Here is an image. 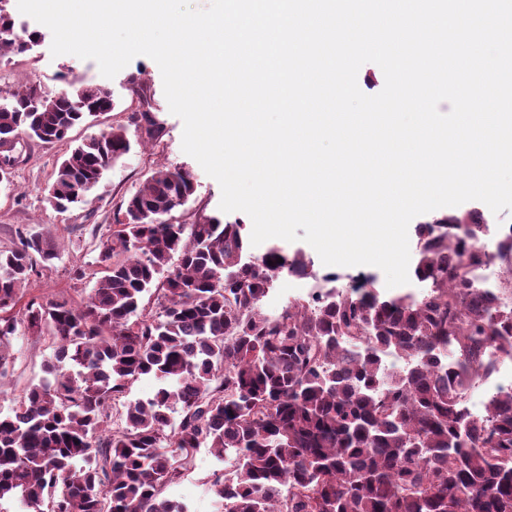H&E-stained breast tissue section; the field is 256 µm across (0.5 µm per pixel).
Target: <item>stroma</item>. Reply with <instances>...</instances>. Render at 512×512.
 Listing matches in <instances>:
<instances>
[{"instance_id":"obj_1","label":"stroma","mask_w":512,"mask_h":512,"mask_svg":"<svg viewBox=\"0 0 512 512\" xmlns=\"http://www.w3.org/2000/svg\"><path fill=\"white\" fill-rule=\"evenodd\" d=\"M51 42L52 34L47 31L27 52L0 58V85L37 83L56 93H68L73 81L78 80L107 88L115 103L114 110L101 115L94 126L75 127L70 137L78 141L109 126L128 123L139 108L130 89V80L135 77L149 87L151 111L164 130L161 141L153 146H133L105 174L91 193L89 203L80 208L60 212L45 197L56 162L66 149L62 143L26 140L21 162L14 166L10 179L0 182V250L17 247L23 236L32 234L51 237L58 247V257L52 264L37 265L24 290L25 299L78 301L86 298L95 284L94 248L109 235L117 204L129 197L156 167H184L195 177L196 191L177 210L178 220H188L190 213L196 211L219 215L221 189L194 158L183 152V122L169 111L161 71L155 61L146 56L135 57L114 78L108 79L101 75L95 61L72 55L52 56ZM9 352L13 365L10 382L0 393V411L9 410L25 388L41 376L42 364L52 357L54 347L49 338L22 333L14 336ZM223 467V461L210 449H199L193 467L179 485L167 489V497L186 503L190 512H215L209 485L214 471Z\"/></svg>"}]
</instances>
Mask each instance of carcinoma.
<instances>
[{
    "label": "carcinoma",
    "mask_w": 512,
    "mask_h": 512,
    "mask_svg": "<svg viewBox=\"0 0 512 512\" xmlns=\"http://www.w3.org/2000/svg\"><path fill=\"white\" fill-rule=\"evenodd\" d=\"M37 38L0 8V57ZM134 92L135 136L112 125L71 146L45 188L53 207L87 203L134 144L161 139L144 86ZM114 107L81 82L58 95L0 89V182L23 138L65 141ZM194 192L189 170L164 167L122 200L79 302L19 306L36 263L58 256L50 239L0 250V387L18 327L56 344L45 376L0 412V506L189 512L164 492L210 448L230 463L210 487L216 512H512V392L481 416L465 409L473 381L495 370L487 350L512 359V308L468 275L477 211L416 225L414 272L430 289L383 293L367 278L268 316L275 282L309 274L311 260L276 244L249 254L239 222L174 221ZM391 353L407 368L388 369ZM146 378L153 395L127 399Z\"/></svg>",
    "instance_id": "cac0c4a2"
}]
</instances>
